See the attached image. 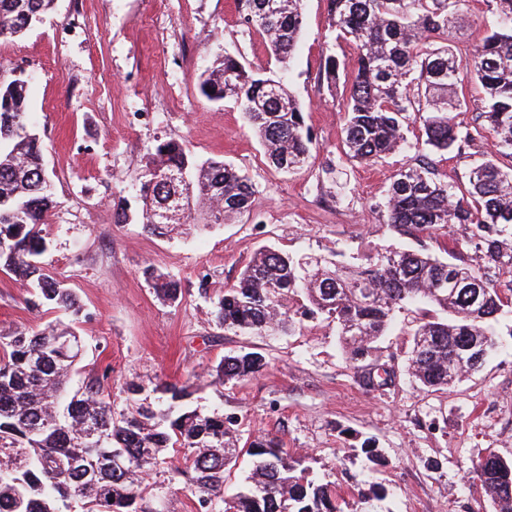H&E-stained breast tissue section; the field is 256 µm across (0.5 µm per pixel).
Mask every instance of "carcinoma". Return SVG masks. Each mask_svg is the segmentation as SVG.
<instances>
[{"label": "carcinoma", "mask_w": 512, "mask_h": 512, "mask_svg": "<svg viewBox=\"0 0 512 512\" xmlns=\"http://www.w3.org/2000/svg\"><path fill=\"white\" fill-rule=\"evenodd\" d=\"M304 0H239L248 28L288 70L300 43ZM335 40L357 50L344 127L346 155L373 164L408 144L420 123L417 152L464 154L474 141L453 120L467 105L459 95L468 77L481 90V112L496 138V152L472 166L468 188L441 175L429 160L398 170L384 204L383 223L400 234L432 236L453 224L471 225L481 261L468 264L448 249H386L371 268L354 270L323 256L313 264L272 247L261 248L226 289L214 316L226 329L261 335L294 325L290 301L306 299L336 324L351 362L375 344L407 305L437 306L444 316L418 324L408 371L421 386L439 390L481 367L498 347L493 324L512 315V288H498L497 270L512 265V0H487L496 25L476 42L448 43V23L465 0H328ZM53 0H0V39L23 36ZM336 56L320 73L333 85ZM200 90L213 102L230 98L262 142L270 164L293 173L312 159L313 141L300 103L282 76L254 71L226 53L201 74ZM29 81L0 74V269L35 290L36 308L76 316L74 292L40 265V226L54 202L40 137L29 109ZM187 170L192 188L170 176ZM142 224L151 233L174 228L164 213L182 197L178 223L222 224L252 208V184L233 165L200 159L175 139L155 145L138 175ZM158 299L174 303L180 283L149 273ZM66 336L70 343L55 345ZM82 356L71 324L50 322L36 332L0 336V512H154L144 476L168 466L169 482L190 491L195 512H345L350 501L328 482L307 476L305 458L284 450L282 439L257 436L239 447L233 419L192 407L188 383L158 382L156 397L140 384L126 385L128 411L116 417L100 380L69 393L66 384ZM268 365L257 352L226 355L209 368L220 384L243 382ZM185 450L179 466L170 453ZM114 452L128 460L117 472ZM243 455L252 462L250 486L224 497L226 472ZM494 505L512 503V458L491 455L476 466Z\"/></svg>", "instance_id": "carcinoma-1"}]
</instances>
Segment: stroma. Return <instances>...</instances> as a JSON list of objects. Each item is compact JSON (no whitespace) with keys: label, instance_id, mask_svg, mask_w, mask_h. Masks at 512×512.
<instances>
[{"label":"stroma","instance_id":"1","mask_svg":"<svg viewBox=\"0 0 512 512\" xmlns=\"http://www.w3.org/2000/svg\"><path fill=\"white\" fill-rule=\"evenodd\" d=\"M495 22L486 0H469L449 37L473 42ZM226 52L255 70L277 67L247 29L238 0H55L42 22L0 42V68L31 82L30 108L54 187L40 261L83 307L77 331L85 352L71 386L103 381L118 415L129 383L149 389L188 381L195 405L237 416L240 441L278 436L338 493H381L380 512H495L475 466L492 451L512 456L511 318L496 323L500 348L480 371L437 391L407 372L413 312L401 315L371 358L397 372L379 391L362 385L325 317L274 335L241 334L215 321L218 298L262 247L298 257L332 253L365 267L380 249L419 246L382 217L391 178L413 164L415 151L370 166L344 154V103L357 53L336 44L327 0H304L288 74L314 139L303 169L270 166L234 104L201 93V73ZM330 54L341 64L332 88L319 79ZM173 137L246 175L255 190L251 211L187 234L154 235L135 218L114 223L118 204L139 208L146 157ZM495 143L481 132L464 155L437 158V168L461 178ZM148 268L180 280L178 302L156 297ZM32 300L28 285L0 271V333L35 331L56 319ZM243 350L262 353L268 368L245 382H212L209 367ZM367 440L376 459L362 451Z\"/></svg>","mask_w":512,"mask_h":512}]
</instances>
